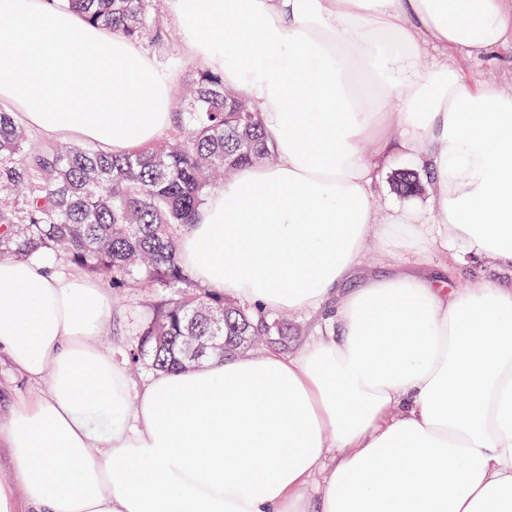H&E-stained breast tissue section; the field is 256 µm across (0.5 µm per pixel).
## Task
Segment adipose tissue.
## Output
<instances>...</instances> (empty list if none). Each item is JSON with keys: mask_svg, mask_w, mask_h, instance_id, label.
<instances>
[{"mask_svg": "<svg viewBox=\"0 0 512 512\" xmlns=\"http://www.w3.org/2000/svg\"><path fill=\"white\" fill-rule=\"evenodd\" d=\"M168 2L185 52L249 99L275 151L210 194L181 261L329 333L135 391L93 343L102 282L0 257V350L39 386L0 424V512H512V278L360 269L369 244L433 224L444 249L512 275V90L446 61L512 40V0ZM426 47L443 59L422 71ZM173 84L61 0H0V102L28 127L128 153L168 131ZM395 149L430 193L382 219L374 182Z\"/></svg>", "mask_w": 512, "mask_h": 512, "instance_id": "ef3b65f1", "label": "adipose tissue"}]
</instances>
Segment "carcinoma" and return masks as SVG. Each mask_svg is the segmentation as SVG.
Instances as JSON below:
<instances>
[{"mask_svg": "<svg viewBox=\"0 0 512 512\" xmlns=\"http://www.w3.org/2000/svg\"><path fill=\"white\" fill-rule=\"evenodd\" d=\"M89 23L162 50L152 0H64ZM237 91L208 68L195 70L174 113L183 139L132 154L95 145H35L24 125L0 111V254L64 258L114 289L144 285L159 300L135 330L132 362L156 371L197 362L189 337H218L231 354L270 340L288 345V318L276 319L196 283L177 240L195 222L209 192L246 165L273 160V145L254 112L234 110Z\"/></svg>", "mask_w": 512, "mask_h": 512, "instance_id": "1", "label": "carcinoma"}]
</instances>
